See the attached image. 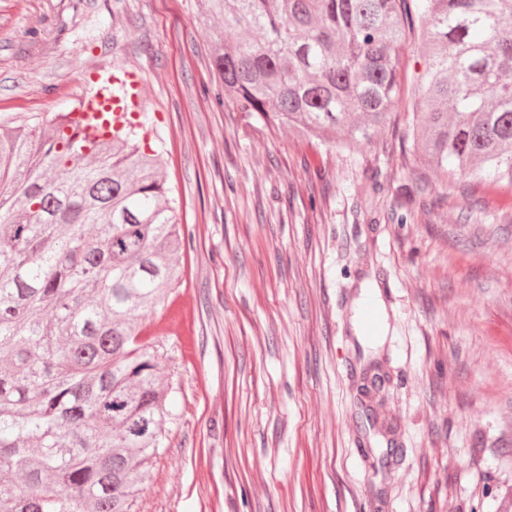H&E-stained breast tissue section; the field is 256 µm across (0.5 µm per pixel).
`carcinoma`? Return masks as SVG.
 <instances>
[{
	"instance_id": "obj_1",
	"label": "carcinoma",
	"mask_w": 512,
	"mask_h": 512,
	"mask_svg": "<svg viewBox=\"0 0 512 512\" xmlns=\"http://www.w3.org/2000/svg\"><path fill=\"white\" fill-rule=\"evenodd\" d=\"M236 34L224 95L308 138L369 140L427 47L413 132L448 186L512 188V0H208ZM87 141L0 127V512H133L170 420L146 318L181 247L161 162L133 128Z\"/></svg>"
}]
</instances>
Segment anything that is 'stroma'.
Masks as SVG:
<instances>
[{
    "instance_id": "obj_1",
    "label": "stroma",
    "mask_w": 512,
    "mask_h": 512,
    "mask_svg": "<svg viewBox=\"0 0 512 512\" xmlns=\"http://www.w3.org/2000/svg\"><path fill=\"white\" fill-rule=\"evenodd\" d=\"M207 0H0V125L44 128L125 69L190 248L156 319L171 420L134 512H512V189L442 187L371 140L216 107ZM376 280L388 331L353 328Z\"/></svg>"
}]
</instances>
